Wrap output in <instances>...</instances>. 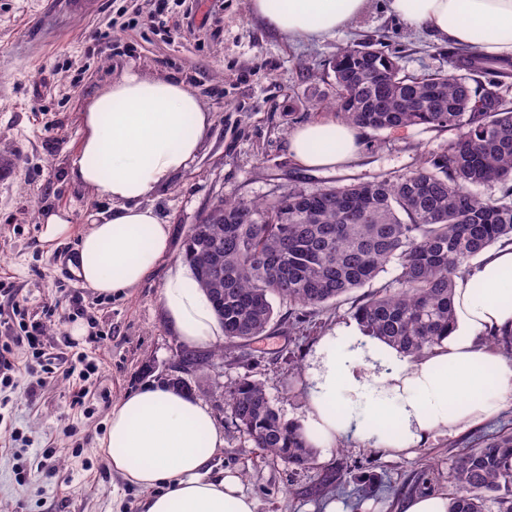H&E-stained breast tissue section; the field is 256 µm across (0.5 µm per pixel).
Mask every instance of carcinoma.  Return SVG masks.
Returning a JSON list of instances; mask_svg holds the SVG:
<instances>
[{"label":"carcinoma","instance_id":"1","mask_svg":"<svg viewBox=\"0 0 512 512\" xmlns=\"http://www.w3.org/2000/svg\"><path fill=\"white\" fill-rule=\"evenodd\" d=\"M454 72H405L398 57L366 45L339 47L319 82L334 89L336 116L373 132L417 127L453 138L422 164L368 180L307 191L294 186L270 201L219 200L223 218L204 217L187 235L184 260L224 311V339L245 344L266 332L272 299L317 308L372 284L398 263L393 284L356 300L363 333L416 357L455 326V279L492 247L512 245V60L475 49L453 53ZM491 79L482 82L480 78ZM476 87H471L470 82ZM497 183L498 197L476 189ZM224 356L179 350L187 376L168 382L189 392L196 366ZM237 429L267 456L306 469L315 448L286 421L265 387L242 378L225 392ZM448 512H512V434L460 456Z\"/></svg>","mask_w":512,"mask_h":512}]
</instances>
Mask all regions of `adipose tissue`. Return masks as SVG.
I'll return each mask as SVG.
<instances>
[{"label": "adipose tissue", "mask_w": 512, "mask_h": 512, "mask_svg": "<svg viewBox=\"0 0 512 512\" xmlns=\"http://www.w3.org/2000/svg\"><path fill=\"white\" fill-rule=\"evenodd\" d=\"M374 2L249 0L291 41L333 36ZM386 8L450 45L512 59V0H386ZM80 121L69 174L111 209L80 238L78 276L100 295H126L170 251V228L146 200L195 161L211 114L183 80L129 71L87 100ZM288 142L306 170H336L359 151L354 128L333 118L298 126ZM160 303L185 346L223 344L224 328L186 264L169 268ZM455 303L452 333L413 359L353 323L322 336L304 376L307 439L330 446L349 437L402 452L512 406V362L487 342L512 328V245L458 279ZM102 446L113 470L145 490L140 512H256L238 474L212 476L224 431L187 392L161 383L128 392L109 413Z\"/></svg>", "instance_id": "obj_1"}]
</instances>
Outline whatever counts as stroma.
Returning a JSON list of instances; mask_svg holds the SVG:
<instances>
[{
    "mask_svg": "<svg viewBox=\"0 0 512 512\" xmlns=\"http://www.w3.org/2000/svg\"><path fill=\"white\" fill-rule=\"evenodd\" d=\"M154 0H0V343L20 322L42 325L55 371L43 374L26 346L13 347V381L0 384V512H139L146 492L113 471L101 447L112 406L128 391L162 380L179 340L166 325L160 290L183 242L213 202L273 199L283 189L314 190L418 163L451 132L358 131L359 154L332 173L299 168L288 150L297 126L332 116V94L314 85L339 47L382 42L407 73L450 67L451 45L407 27L382 6L334 36L288 41L251 14L249 0H169L152 21ZM134 69L184 78L213 116L195 163L149 198L171 227V252L126 297L106 298L62 273L89 225L110 204L91 199L68 171L81 138L86 101ZM69 212L73 231L51 248L39 241V215ZM82 309L63 321L44 317L56 301ZM353 300L294 312L276 306L266 334L246 349L228 345L196 394L224 430L215 473H238L256 512H399L429 490L447 492L452 465L474 438L512 429V408L491 420L438 435L396 453L342 440L317 449L309 469L266 457L239 432L220 396L247 377L262 383L283 418L304 423L302 386L314 349L333 326L352 318ZM96 367L86 382L70 369L81 356Z\"/></svg>",
    "mask_w": 512,
    "mask_h": 512,
    "instance_id": "1",
    "label": "stroma"
}]
</instances>
